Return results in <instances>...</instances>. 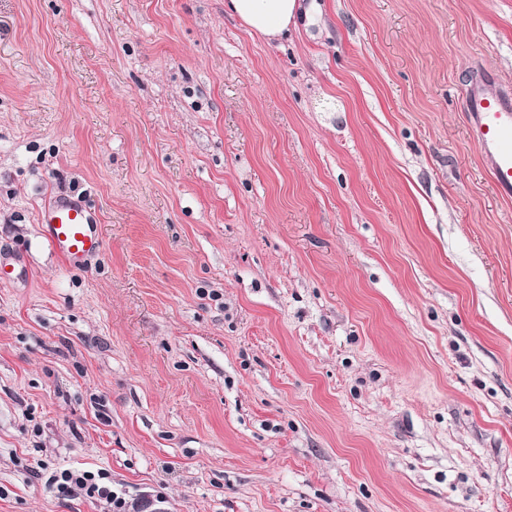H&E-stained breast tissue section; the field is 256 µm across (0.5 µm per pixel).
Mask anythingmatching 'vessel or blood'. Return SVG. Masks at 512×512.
<instances>
[{
    "instance_id": "obj_1",
    "label": "vessel or blood",
    "mask_w": 512,
    "mask_h": 512,
    "mask_svg": "<svg viewBox=\"0 0 512 512\" xmlns=\"http://www.w3.org/2000/svg\"><path fill=\"white\" fill-rule=\"evenodd\" d=\"M470 139L491 161L490 178L497 196L512 198V87L494 77L473 80L465 92ZM39 222L62 262L84 266L103 247L101 226L77 198L58 197L42 209Z\"/></svg>"
}]
</instances>
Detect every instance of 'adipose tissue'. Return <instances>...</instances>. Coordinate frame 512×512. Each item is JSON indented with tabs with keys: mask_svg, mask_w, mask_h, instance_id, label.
Segmentation results:
<instances>
[{
	"mask_svg": "<svg viewBox=\"0 0 512 512\" xmlns=\"http://www.w3.org/2000/svg\"><path fill=\"white\" fill-rule=\"evenodd\" d=\"M300 8L299 0H224L225 11L269 38L284 36Z\"/></svg>",
	"mask_w": 512,
	"mask_h": 512,
	"instance_id": "adipose-tissue-1",
	"label": "adipose tissue"
}]
</instances>
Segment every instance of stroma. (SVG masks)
<instances>
[{"mask_svg":"<svg viewBox=\"0 0 512 512\" xmlns=\"http://www.w3.org/2000/svg\"><path fill=\"white\" fill-rule=\"evenodd\" d=\"M0 0V512H512V0ZM97 210L70 269L39 211ZM301 0H225L224 12L238 17L255 32L278 38L288 33L301 9ZM470 139L491 161L490 178L497 196L512 198V88L493 76L476 78L466 88ZM108 478L104 472L76 474L65 470L59 474L52 475L49 482L53 487H56L59 496L66 498L81 493L90 497L97 495L105 499L115 509L113 511L120 512L125 506V502H122L118 497H114L112 490L103 482V480Z\"/></svg>","mask_w":512,"mask_h":512,"instance_id":"1","label":"stroma"}]
</instances>
